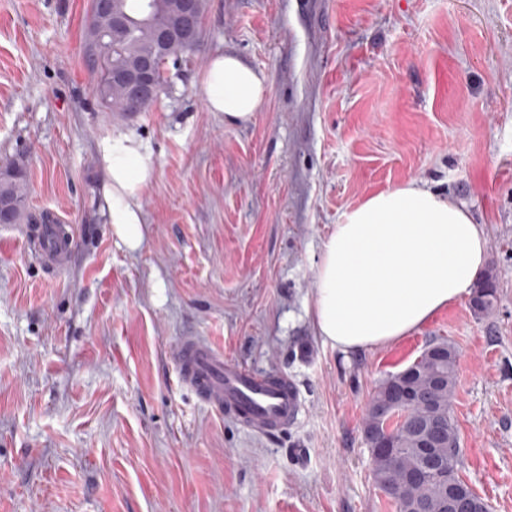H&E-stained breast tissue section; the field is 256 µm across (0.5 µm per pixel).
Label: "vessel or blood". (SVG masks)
I'll return each instance as SVG.
<instances>
[{"label": "vessel or blood", "mask_w": 512, "mask_h": 512, "mask_svg": "<svg viewBox=\"0 0 512 512\" xmlns=\"http://www.w3.org/2000/svg\"><path fill=\"white\" fill-rule=\"evenodd\" d=\"M44 226H29L30 245L57 267L70 259L71 243H56ZM173 360L182 381L212 411L226 415L258 436L280 435L295 423L304 408L298 385L285 373L258 371L225 359L223 353L196 336L176 343Z\"/></svg>", "instance_id": "vessel-or-blood-1"}]
</instances>
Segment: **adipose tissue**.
<instances>
[{
    "instance_id": "adipose-tissue-1",
    "label": "adipose tissue",
    "mask_w": 512,
    "mask_h": 512,
    "mask_svg": "<svg viewBox=\"0 0 512 512\" xmlns=\"http://www.w3.org/2000/svg\"><path fill=\"white\" fill-rule=\"evenodd\" d=\"M202 89L209 111L230 124L252 120L267 78L231 53L212 56ZM104 196L127 246L142 241L141 192L156 173L152 154L132 134L103 148ZM483 228L438 192L409 182L346 213L322 248L312 315L319 336L345 354L407 336L470 295L486 261Z\"/></svg>"
}]
</instances>
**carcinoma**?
Returning a JSON list of instances; mask_svg holds the SVG:
<instances>
[{
	"instance_id": "cac0c4a2",
	"label": "carcinoma",
	"mask_w": 512,
	"mask_h": 512,
	"mask_svg": "<svg viewBox=\"0 0 512 512\" xmlns=\"http://www.w3.org/2000/svg\"><path fill=\"white\" fill-rule=\"evenodd\" d=\"M199 36L177 37L171 55L177 59L192 51ZM119 47L110 54L97 51L95 32L86 28L84 61L95 75L97 99L107 98L106 109L123 112L128 91L113 73L121 65L150 53L149 30L137 23L118 37ZM26 171L13 164L0 171V198L16 204L13 223L22 219L26 206ZM473 309L490 315L497 302L496 274L488 270L475 282ZM434 359L426 364L412 362L388 376L368 403L363 432L391 447L386 455L371 453L374 482L396 512H450L449 490L463 492L471 501L472 512H487L485 501L458 474L459 434L451 415V402L457 385L458 356L446 341H434ZM441 384L431 385L434 377Z\"/></svg>"
}]
</instances>
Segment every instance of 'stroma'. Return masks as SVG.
<instances>
[{
  "label": "stroma",
  "instance_id": "obj_1",
  "mask_svg": "<svg viewBox=\"0 0 512 512\" xmlns=\"http://www.w3.org/2000/svg\"><path fill=\"white\" fill-rule=\"evenodd\" d=\"M88 9L0 0V163L22 161L28 213L77 240L53 272L0 224V512H395L363 417L436 340L458 355L459 474L512 512V0H206L196 50L126 116L93 94ZM218 52L268 78L247 124L205 105ZM120 131L156 164L135 249L103 198ZM411 181L482 224L496 308L466 299L345 356L309 312L323 243ZM188 335L288 373L299 420L264 439L202 405L172 359Z\"/></svg>",
  "mask_w": 512,
  "mask_h": 512
}]
</instances>
